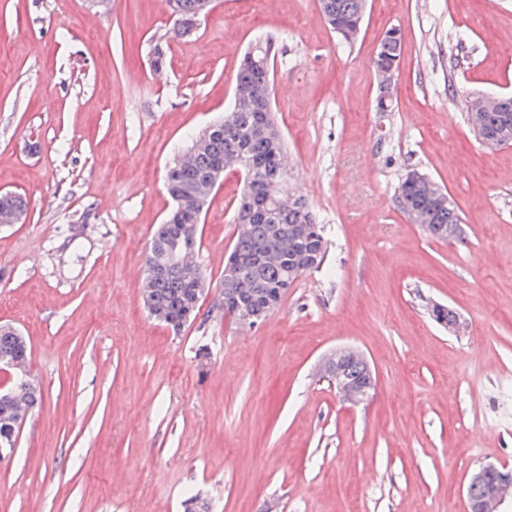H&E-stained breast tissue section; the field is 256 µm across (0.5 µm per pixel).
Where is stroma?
I'll return each mask as SVG.
<instances>
[{"label":"stroma","mask_w":512,"mask_h":512,"mask_svg":"<svg viewBox=\"0 0 512 512\" xmlns=\"http://www.w3.org/2000/svg\"><path fill=\"white\" fill-rule=\"evenodd\" d=\"M267 38L288 185L327 256L256 326L225 316L241 183L224 177L198 229L209 292L175 333L136 276L166 169ZM510 93L512 0H368L351 44L317 0H217L187 35L158 0H0V192L29 204L0 225V325L27 337L43 392L0 459V512H183L193 494L212 512H466L475 468H512V146L483 145L467 103ZM414 170L454 199L458 237L398 206ZM344 346L376 375L361 404L321 367ZM401 47V30L397 28L388 29L381 39L380 50L373 62V68L378 75L380 84L384 82L391 84L395 80Z\"/></svg>","instance_id":"35a3bbf8"}]
</instances>
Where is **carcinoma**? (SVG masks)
<instances>
[{
	"label": "carcinoma",
	"mask_w": 512,
	"mask_h": 512,
	"mask_svg": "<svg viewBox=\"0 0 512 512\" xmlns=\"http://www.w3.org/2000/svg\"><path fill=\"white\" fill-rule=\"evenodd\" d=\"M166 2L180 33L198 28L202 0ZM317 5L327 25L344 41L358 37L366 12L363 0H317ZM401 47V30H387L373 62L380 82L395 80ZM273 49L269 39L243 55L236 74V88L241 94L235 96L232 110L203 134L202 145L190 153V163L178 158L167 170V190L174 204L152 234L145 259L144 292L150 300V315L175 332L189 325L184 310L195 297L197 277L204 273L198 264L164 267L161 257L172 245L185 254L200 248L202 213L196 201L212 191L210 174L222 161L234 162L243 175L236 215L247 224L245 230L235 232L228 256L238 262L240 274L235 280H224V314L237 318L246 310L266 316L282 302L288 288L324 262L327 240L306 198L295 193L277 195V188L288 181L285 140L274 141L263 134V127L275 123L274 115L253 95L271 85ZM469 112L484 113L488 129L507 122L512 131V106L472 103ZM398 203L411 223L425 218L443 227L441 240L453 238L461 224L455 203L436 205L428 183L417 178L405 177L398 188ZM1 209L25 216L27 202L17 194H0ZM1 357L25 365L31 348L14 333L0 331Z\"/></svg>",
	"instance_id": "1"
}]
</instances>
